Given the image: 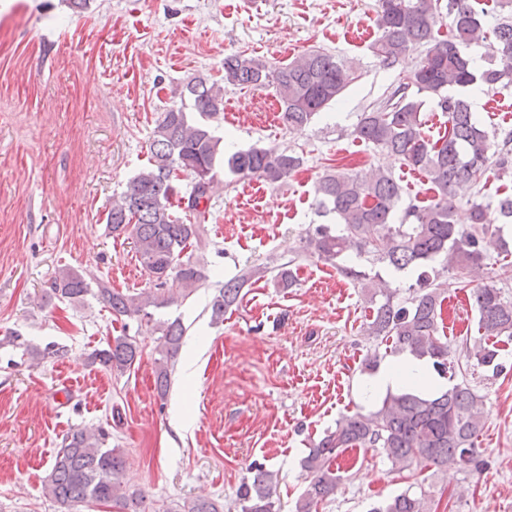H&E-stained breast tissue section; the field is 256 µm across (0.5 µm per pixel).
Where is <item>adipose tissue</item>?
Here are the masks:
<instances>
[{"mask_svg": "<svg viewBox=\"0 0 512 512\" xmlns=\"http://www.w3.org/2000/svg\"><path fill=\"white\" fill-rule=\"evenodd\" d=\"M406 386L432 393L439 390L440 382L428 360L406 356L399 362L381 366L374 375L367 377L362 383L361 394L370 403L387 390Z\"/></svg>", "mask_w": 512, "mask_h": 512, "instance_id": "obj_1", "label": "adipose tissue"}]
</instances>
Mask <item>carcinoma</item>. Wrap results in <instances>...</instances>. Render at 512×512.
<instances>
[{
  "instance_id": "obj_1",
  "label": "carcinoma",
  "mask_w": 512,
  "mask_h": 512,
  "mask_svg": "<svg viewBox=\"0 0 512 512\" xmlns=\"http://www.w3.org/2000/svg\"><path fill=\"white\" fill-rule=\"evenodd\" d=\"M379 36L370 45L372 55L385 68L395 66L413 46L426 47L424 58L375 107L360 115L352 134L401 159L404 165L424 174L431 196L401 206L402 188L392 173L372 170L349 174L338 169L326 172L316 183V204L336 215L338 229L319 225L306 231L305 250L337 264L347 278L359 283L367 273L337 260L354 252L372 254L399 273L417 274L406 296L388 289L372 293L375 304L368 335L389 344L398 356L427 357L434 370L452 385L438 394L415 388L387 391L381 406L367 414L341 416L304 459L309 483L295 504V512H311L314 504L335 494L340 475L337 460L349 449L373 448L392 468L402 473L412 464L426 462L436 467H454L464 473L482 469L477 439L484 428V396L465 381L469 361L503 371L496 344L512 341V302L501 289L484 285L470 291L476 312L479 340L463 338L452 348L444 330L447 282L440 272L453 270L470 277L484 262L483 242L488 233L502 234L512 223V195L496 206L470 202L469 223L454 219L463 196L480 193L490 165L512 169V137L498 143L491 138L472 111L469 98L512 84V17L492 29L491 63L475 66L464 49L487 39L474 0H448V30L441 32L433 0H376ZM359 78L353 62L324 50L301 53L281 64L234 54L224 58V85L201 77L190 79L185 89L193 109L210 118L224 109L223 88L271 87L281 104L282 120L290 127L312 122ZM437 100L447 115L448 127L437 139L426 136L422 109L426 99ZM208 125L193 122L182 108L161 113L149 145V165L112 201L106 216L111 233H130L141 265L153 278L151 291L123 293L103 283L91 284L68 267L59 269L50 284L60 302H75L92 293L116 318H135L151 323V309L161 308L189 296L202 285L200 269L180 254L201 245L206 235L205 214L215 186V166L224 149ZM230 170L275 184L287 179L302 165L296 152L275 147L237 151L228 159ZM192 177L190 192L182 195L172 171ZM178 207L195 214L185 222L174 214ZM399 221H394L397 211ZM441 260V270L431 266ZM268 272L249 267L216 289L211 317L216 323L238 304L241 290L251 280ZM382 297L376 301V297ZM161 333L155 351L156 386L160 395L170 388L174 360L187 328L179 319L158 322ZM142 349L134 336H117L107 347L92 353L90 360L111 371L125 372L140 360ZM104 434L75 429L63 438L46 478V494L61 512L93 501L110 504L117 512H144L143 495L123 489L120 476L126 457L118 448L104 447ZM253 477L236 490L237 512H280L274 498L273 473L253 464ZM181 512H224V505L198 497L181 506ZM369 512H429L424 495L409 490L374 505Z\"/></svg>"
}]
</instances>
